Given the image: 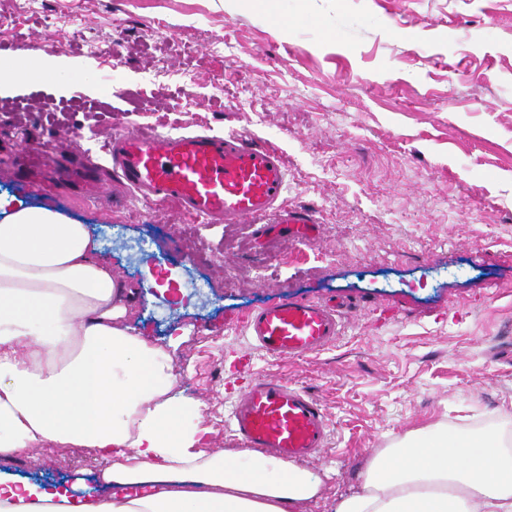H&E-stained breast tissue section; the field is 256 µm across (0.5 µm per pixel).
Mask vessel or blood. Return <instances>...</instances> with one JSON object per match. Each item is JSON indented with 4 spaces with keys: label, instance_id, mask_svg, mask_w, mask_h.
I'll list each match as a JSON object with an SVG mask.
<instances>
[{
    "label": "vessel or blood",
    "instance_id": "vessel-or-blood-1",
    "mask_svg": "<svg viewBox=\"0 0 512 512\" xmlns=\"http://www.w3.org/2000/svg\"><path fill=\"white\" fill-rule=\"evenodd\" d=\"M108 152L115 176L130 192L175 203L202 223L258 224L271 218L301 240L317 231L312 211L287 207V167L271 146L233 132L152 130L117 134ZM352 308L345 297L290 296L254 309L243 327L268 356L302 358L333 344ZM230 423L242 447L283 461L318 459L328 444L321 400L281 377L251 380L233 400Z\"/></svg>",
    "mask_w": 512,
    "mask_h": 512
}]
</instances>
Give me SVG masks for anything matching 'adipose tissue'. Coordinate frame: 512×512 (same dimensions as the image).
Listing matches in <instances>:
<instances>
[{
    "instance_id": "adipose-tissue-1",
    "label": "adipose tissue",
    "mask_w": 512,
    "mask_h": 512,
    "mask_svg": "<svg viewBox=\"0 0 512 512\" xmlns=\"http://www.w3.org/2000/svg\"><path fill=\"white\" fill-rule=\"evenodd\" d=\"M100 251L88 225L0 196V512H307L322 482L305 466L202 449L187 424L198 401L127 323L138 291ZM45 444L106 460L110 494L5 472ZM362 478L334 512H512V441L439 421L374 455Z\"/></svg>"
}]
</instances>
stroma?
Returning a JSON list of instances; mask_svg holds the SVG:
<instances>
[{
  "mask_svg": "<svg viewBox=\"0 0 512 512\" xmlns=\"http://www.w3.org/2000/svg\"><path fill=\"white\" fill-rule=\"evenodd\" d=\"M105 42L110 55L89 52ZM47 56L69 71L0 86V194L88 225L140 286L128 320L200 401L204 450L236 445L245 352L326 408L310 512H333L370 456L430 423L512 433V0H39L0 31V61ZM161 123L278 149L316 238L135 199L106 148ZM100 188L123 205L97 203ZM288 296L356 310L327 350L266 356L238 321ZM70 454L44 447L9 470L101 493L99 464Z\"/></svg>",
  "mask_w": 512,
  "mask_h": 512,
  "instance_id": "1",
  "label": "stroma"
}]
</instances>
